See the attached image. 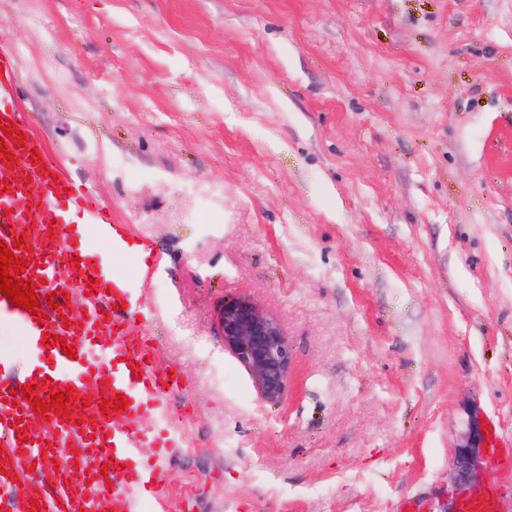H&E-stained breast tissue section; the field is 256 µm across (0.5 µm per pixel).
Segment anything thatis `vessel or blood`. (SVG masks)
<instances>
[{
	"label": "vessel or blood",
	"mask_w": 512,
	"mask_h": 512,
	"mask_svg": "<svg viewBox=\"0 0 512 512\" xmlns=\"http://www.w3.org/2000/svg\"><path fill=\"white\" fill-rule=\"evenodd\" d=\"M15 58L0 41V123L25 133V146L0 131L12 163L0 160V242L24 237L29 265L25 278H44L40 295L54 293L46 322L12 305L0 293V327L21 330L37 352L34 363L20 366L0 356V392L49 379L39 390L72 388L89 397L83 409H70L68 420L57 412L36 415L31 399L18 404L0 402V453L10 457L14 476L0 473V512H29L39 503L46 512H139L150 499L163 512L166 499L163 470L142 463L143 449L166 458L181 447L180 422L190 411L182 400L189 384L182 375L159 370L153 359L151 336L142 327L141 297L158 258L144 253L135 267H116L113 257L125 254L131 228L117 224L93 189L75 184L43 148L19 104ZM96 226L108 251L94 255L72 244L73 227ZM98 287H91V280ZM80 296L81 312L67 309L66 299ZM52 332L75 347L66 356L61 345L44 346L42 335ZM123 394L126 412L103 414L102 399ZM180 404H173V397ZM167 422V429L148 435L139 427L144 414ZM28 426L26 441H18L17 420ZM461 512H501L496 487H488L478 501L461 503Z\"/></svg>",
	"instance_id": "obj_1"
}]
</instances>
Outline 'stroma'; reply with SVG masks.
Instances as JSON below:
<instances>
[{"mask_svg":"<svg viewBox=\"0 0 512 512\" xmlns=\"http://www.w3.org/2000/svg\"><path fill=\"white\" fill-rule=\"evenodd\" d=\"M2 35L159 257L169 512H445L470 419L512 447V0H0ZM240 296L288 336L278 404L224 349Z\"/></svg>","mask_w":512,"mask_h":512,"instance_id":"1","label":"stroma"}]
</instances>
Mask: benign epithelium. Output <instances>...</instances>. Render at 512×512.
Returning a JSON list of instances; mask_svg holds the SVG:
<instances>
[{
  "label": "benign epithelium",
  "instance_id": "benign-epithelium-1",
  "mask_svg": "<svg viewBox=\"0 0 512 512\" xmlns=\"http://www.w3.org/2000/svg\"><path fill=\"white\" fill-rule=\"evenodd\" d=\"M220 327L224 349L246 368L261 398L267 403L279 402L285 394L292 367V351L281 323L250 300L236 299L224 303ZM484 444L485 435L473 418L452 456L455 487L461 489L475 482L481 469Z\"/></svg>",
  "mask_w": 512,
  "mask_h": 512
}]
</instances>
